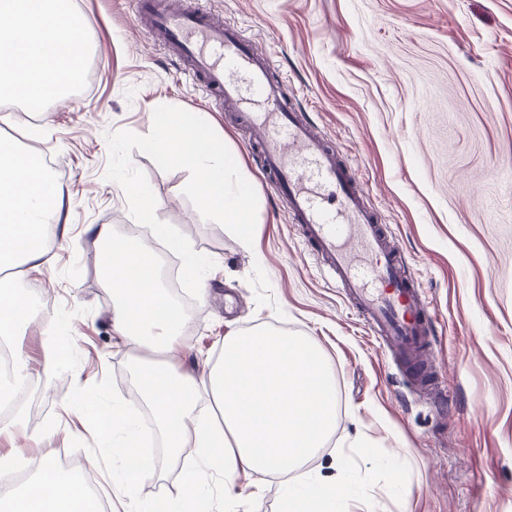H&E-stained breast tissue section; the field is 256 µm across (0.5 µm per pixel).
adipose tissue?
Here are the masks:
<instances>
[{
    "label": "adipose tissue",
    "instance_id": "1",
    "mask_svg": "<svg viewBox=\"0 0 512 512\" xmlns=\"http://www.w3.org/2000/svg\"><path fill=\"white\" fill-rule=\"evenodd\" d=\"M85 28L71 0H0V92L34 113L66 96L84 64ZM69 207V194L38 155L0 137V343L13 357L10 374L0 377V402L29 378L18 340L38 320L16 282L52 267L51 230L67 232ZM86 232L103 250L108 318L131 357L153 427L171 455L192 448L197 457L177 493L142 504L135 485L150 458L138 442L140 426L121 403L89 396L67 409L94 429L98 453L89 467L113 460L111 489L125 512H212L203 485L213 474L224 482L226 512H243L239 474H289L323 447L338 409L333 366L310 340L280 331L232 333L217 355L176 362L185 315L160 287L150 247L129 245L108 224L87 225ZM37 489L34 500L24 490H1L0 512H92L83 481L53 461L42 463ZM351 493L346 466L331 483L307 474L287 483L280 512H338Z\"/></svg>",
    "mask_w": 512,
    "mask_h": 512
}]
</instances>
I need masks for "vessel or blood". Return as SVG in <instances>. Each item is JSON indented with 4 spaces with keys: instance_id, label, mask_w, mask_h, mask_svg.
<instances>
[{
    "instance_id": "vessel-or-blood-1",
    "label": "vessel or blood",
    "mask_w": 512,
    "mask_h": 512,
    "mask_svg": "<svg viewBox=\"0 0 512 512\" xmlns=\"http://www.w3.org/2000/svg\"><path fill=\"white\" fill-rule=\"evenodd\" d=\"M135 19L249 128L266 187L286 202L312 256L374 337L401 362L432 366L429 303L413 272L331 141L292 106L286 84L272 79L268 57L239 28L163 0H137Z\"/></svg>"
}]
</instances>
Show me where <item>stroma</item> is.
I'll list each match as a JSON object with an SVG mask.
<instances>
[{"label":"stroma","instance_id":"obj_1","mask_svg":"<svg viewBox=\"0 0 512 512\" xmlns=\"http://www.w3.org/2000/svg\"><path fill=\"white\" fill-rule=\"evenodd\" d=\"M182 2L238 26L271 56L274 77L351 165L434 309V374L448 398L406 383L305 252L299 228L262 183L246 130L227 123L212 95L185 78L182 61L139 29L134 0H76L88 22L89 82L44 105L48 128L36 136L34 114L0 103V135L36 151L72 198V230L53 247L52 271L18 282L41 322H60L73 336L68 364L50 373L39 364L40 325L21 338L31 361L28 426L58 425L50 442L24 450V463L66 456L86 465L94 442L71 434L63 409L83 384L151 419L107 321L112 295L83 229L133 225L123 190L105 178L106 136L149 133L154 108L166 104L206 120L258 196L249 247L201 217L183 193L187 170L165 172L131 155L158 219L216 263L188 313L189 357L218 354L232 332L281 329L314 340L335 368L339 410L326 446L303 469L330 482L345 461L356 477L350 512H512V0ZM359 435L371 455L354 448ZM145 443L156 466L142 474L138 497L150 501L174 490L193 451L173 460L158 438ZM393 466L399 491L388 482ZM283 485L274 473L237 479L253 512H279Z\"/></svg>","mask_w":512,"mask_h":512}]
</instances>
